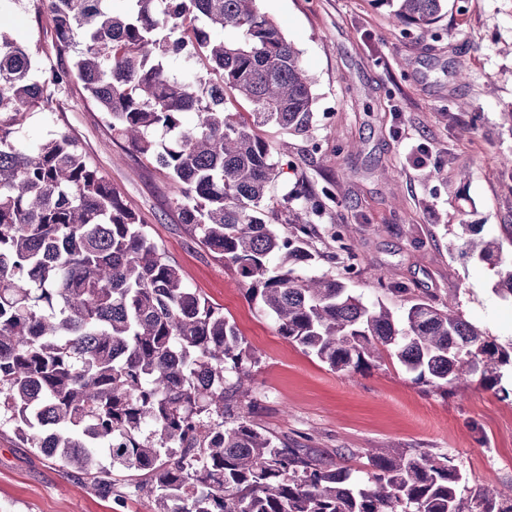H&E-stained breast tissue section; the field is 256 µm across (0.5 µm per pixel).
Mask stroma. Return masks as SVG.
<instances>
[{
    "label": "stroma",
    "instance_id": "obj_1",
    "mask_svg": "<svg viewBox=\"0 0 512 512\" xmlns=\"http://www.w3.org/2000/svg\"><path fill=\"white\" fill-rule=\"evenodd\" d=\"M259 8L301 52L314 73L318 121L309 140L266 128L288 144V166L270 188L279 202L296 181L331 186L336 203L324 223L353 227L358 264L337 278L368 303L400 308L408 300L455 296L459 312L504 346L512 344V304L497 298L487 263L467 256L470 225L500 236L512 225V0H450L445 33H400L392 9L373 0H259ZM15 38L55 63L47 25L33 26L27 0L14 13ZM466 102L449 111L450 100ZM75 135L90 161L120 188L178 265L187 287L223 309L253 354L248 400L260 423L296 444L367 454L419 450L454 458L471 485L512 498V397L476 378L452 392L415 383L391 361L360 372L330 370L277 332L246 297L236 272L180 223L176 190L165 175L113 139L102 112L80 83L59 96L56 111H34L19 134L37 141L59 129ZM440 173L426 178L417 146ZM0 512H157L154 500L117 481L100 496L13 433L0 435Z\"/></svg>",
    "mask_w": 512,
    "mask_h": 512
}]
</instances>
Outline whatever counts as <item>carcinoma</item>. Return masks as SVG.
I'll return each instance as SVG.
<instances>
[{
  "instance_id": "cac0c4a2",
  "label": "carcinoma",
  "mask_w": 512,
  "mask_h": 512,
  "mask_svg": "<svg viewBox=\"0 0 512 512\" xmlns=\"http://www.w3.org/2000/svg\"><path fill=\"white\" fill-rule=\"evenodd\" d=\"M396 2L398 24L442 37L445 0ZM20 0H0V428L78 473L104 497L127 474L160 512H512V499L469 485L447 455L372 454L365 478L344 448H298L242 406L255 360L236 324L197 290L148 224L59 130L21 146L31 111H50L74 80L104 112L112 136L177 185L182 223L231 266L278 333L338 372L388 358L414 382L463 376L496 394L512 348L456 309L417 298L397 312L368 305L336 278L344 254L310 250L312 217L336 195L299 183L278 207L269 188L281 151L275 126L306 138L316 80L258 0H32L53 20L67 63L38 79L35 52L1 29ZM244 100L252 111L230 110ZM193 112L188 128L184 116ZM512 225L472 231L465 253L499 268L494 293L512 300ZM279 253L282 262L270 264ZM321 257L329 268L299 272Z\"/></svg>"
}]
</instances>
